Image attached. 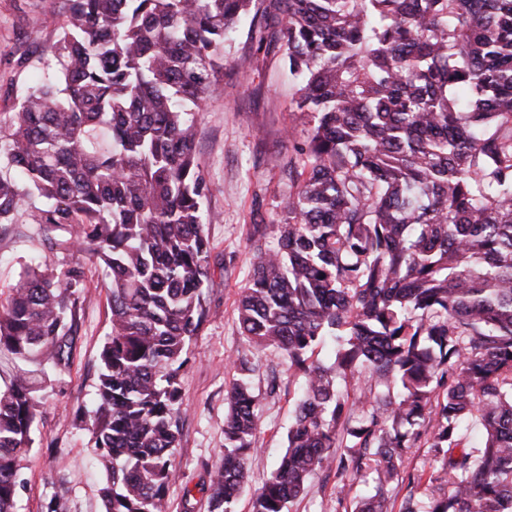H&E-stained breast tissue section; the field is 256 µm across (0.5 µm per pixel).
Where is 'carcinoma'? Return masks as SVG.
Wrapping results in <instances>:
<instances>
[{
  "instance_id": "cac0c4a2",
  "label": "carcinoma",
  "mask_w": 512,
  "mask_h": 512,
  "mask_svg": "<svg viewBox=\"0 0 512 512\" xmlns=\"http://www.w3.org/2000/svg\"><path fill=\"white\" fill-rule=\"evenodd\" d=\"M64 2L52 57L0 127V225L24 213L75 257L31 258L0 302V358L18 367L0 386V512H17L49 373L70 365L82 256L111 312L83 409L105 512H165L211 280L196 129L245 21L273 28L308 118L277 246H255L238 300L241 334L302 382L252 512H287L317 472L371 467L354 512H512V0ZM227 399L208 512H231L256 451L257 395L241 378ZM421 446L438 465L425 499L405 469ZM404 482L397 508L385 486Z\"/></svg>"
}]
</instances>
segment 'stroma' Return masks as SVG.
Segmentation results:
<instances>
[{
	"mask_svg": "<svg viewBox=\"0 0 512 512\" xmlns=\"http://www.w3.org/2000/svg\"><path fill=\"white\" fill-rule=\"evenodd\" d=\"M63 0H0V120L35 81V68L60 34ZM264 29L240 26L224 45V69L211 87L199 121L196 153L211 192L204 202L212 248V279L205 290L206 320L189 348L181 374L182 414L168 512H207L210 473L224 453L225 391L238 376L232 362L248 355L249 382L260 397L257 451L249 482L233 512H252V497L282 455L294 416L299 380L287 360L252 349L238 325V298L247 284L254 251V225L279 219L290 185L283 173L288 144L305 123L295 110V81L278 47L258 48ZM250 59L239 70L240 59ZM43 247L34 225L0 228V292H7L22 264ZM83 325L71 366L41 393L34 443L22 460L20 512H46L59 499L64 512H104L103 477L95 465L89 421L79 413L93 397L100 352L110 331L101 270L87 262ZM375 479L325 472L314 476L291 512H349Z\"/></svg>",
	"mask_w": 512,
	"mask_h": 512,
	"instance_id": "obj_1",
	"label": "stroma"
}]
</instances>
